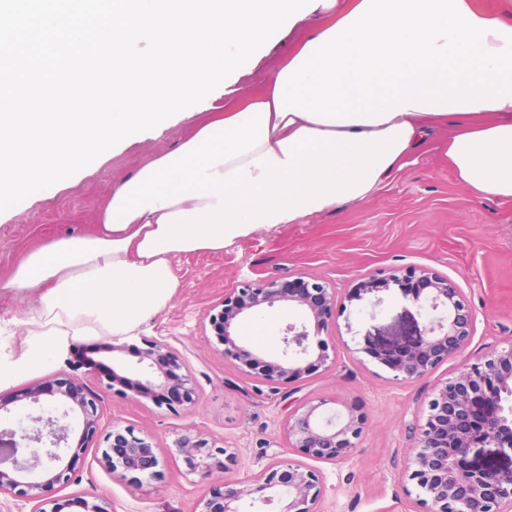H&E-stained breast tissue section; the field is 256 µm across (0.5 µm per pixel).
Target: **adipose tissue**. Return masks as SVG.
<instances>
[{"label":"adipose tissue","mask_w":512,"mask_h":512,"mask_svg":"<svg viewBox=\"0 0 512 512\" xmlns=\"http://www.w3.org/2000/svg\"><path fill=\"white\" fill-rule=\"evenodd\" d=\"M265 93L242 96L120 181L95 230L26 253L6 285L37 292L0 385L81 336H123L172 298L171 259L219 252L378 190L433 120L480 198H512V16L480 0H333Z\"/></svg>","instance_id":"obj_1"}]
</instances>
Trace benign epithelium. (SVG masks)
I'll return each mask as SVG.
<instances>
[{
	"instance_id": "7a95c632",
	"label": "benign epithelium",
	"mask_w": 512,
	"mask_h": 512,
	"mask_svg": "<svg viewBox=\"0 0 512 512\" xmlns=\"http://www.w3.org/2000/svg\"><path fill=\"white\" fill-rule=\"evenodd\" d=\"M396 286L403 296L433 313L425 332L398 352L374 350L367 354L406 380H420L442 363L460 356L473 337L474 315L465 304L455 281L426 267H412L386 277L358 283L352 299L372 288ZM288 307L299 319L283 330L281 356L267 358L238 342L239 321L261 315L274 307ZM336 306V294L322 283L301 277L284 281L270 276L245 282L224 294L218 310H208L209 322L224 360L241 374L273 386L298 380L313 370L327 367L330 356L319 336L328 329ZM135 348L137 366L115 359L107 374V389L122 395L132 392L157 407L172 410L195 406L197 392L182 358L160 337L142 338ZM57 398L56 414H26L18 426L0 430V496L32 504L30 512H112V502L103 494L79 492L64 498L45 496L47 490L75 483L73 463L88 450V441L99 426L98 396L72 376L35 382L24 394L32 405L41 398ZM325 402L298 403L283 423L291 448L305 457L337 464L357 447L366 428L358 407L344 405L345 412L322 415ZM82 415V431L76 448L69 440L70 421ZM101 459L112 475L133 489L143 480L161 476L159 448L151 438L131 428L112 426ZM494 445L512 450V343L473 363H466L452 378L437 384L427 404L425 421L413 429L410 462L405 479L418 490L425 512H512V470L480 467L474 459L481 449ZM176 453L185 473L211 474L213 460L227 453L206 434L189 424L175 440ZM70 459H65L67 451ZM324 495L319 472L300 462L274 461L244 481L224 480L203 489L195 512H248L274 507L276 512H320Z\"/></svg>"
}]
</instances>
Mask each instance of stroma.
Wrapping results in <instances>:
<instances>
[{"instance_id":"stroma-1","label":"stroma","mask_w":512,"mask_h":512,"mask_svg":"<svg viewBox=\"0 0 512 512\" xmlns=\"http://www.w3.org/2000/svg\"><path fill=\"white\" fill-rule=\"evenodd\" d=\"M305 32V25H297L268 47L260 64L242 76L243 94L261 92ZM195 124L189 117L178 119L158 137L95 162L91 174L53 197L24 200L13 213H0V320L25 321L36 313L35 294L4 287L23 256L54 238L90 232L111 190L154 154L177 146ZM451 132L448 125H433L408 164L362 201L297 224L261 228L218 253L174 259L178 287L173 297L127 341L162 336L183 356L197 388L198 403L191 410L172 412L105 391L100 372L112 365L108 348L113 342L105 334L73 341L44 370L21 373L0 387V397L12 400L32 382L70 374L72 360L100 363V371H76L103 397L100 434L129 426L152 436L162 450L163 479L135 491L114 480L100 451L90 448L78 463L80 481L70 485V492L98 490L111 499L113 512H193L201 477L177 476L179 462L171 454L187 424L235 455L224 470L213 472L212 481L243 480L272 460H297L285 440L283 421L299 402L323 399L328 410L353 404L367 417V429L347 460L316 465L324 479V512H423L410 483L402 479L412 446L409 428L420 421L435 384L453 376L463 358L448 360L418 381L395 379L364 348L410 343L425 330L424 312L395 286L367 291L358 300L349 293L375 272L427 267L456 281L475 314L464 358L480 357L512 340V199H480L460 182L446 155ZM301 275L336 292V308L322 335L333 364L275 389L240 376L225 362L202 313L243 281L267 276L291 281ZM296 318L292 309L273 308L243 319L238 334L260 353L274 356L282 349L283 328Z\"/></svg>"}]
</instances>
